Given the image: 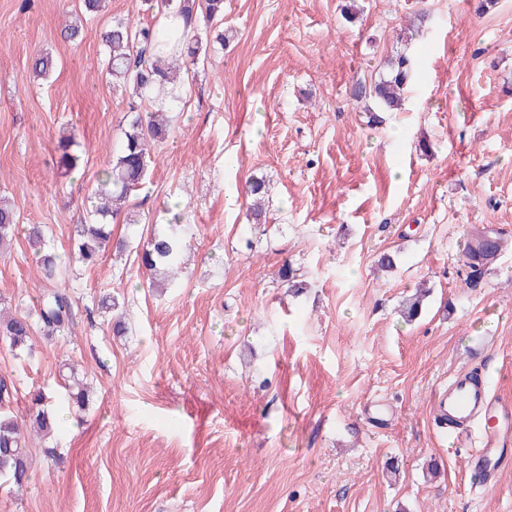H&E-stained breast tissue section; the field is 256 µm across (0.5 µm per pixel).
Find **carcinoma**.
<instances>
[{
    "label": "carcinoma",
    "mask_w": 512,
    "mask_h": 512,
    "mask_svg": "<svg viewBox=\"0 0 512 512\" xmlns=\"http://www.w3.org/2000/svg\"><path fill=\"white\" fill-rule=\"evenodd\" d=\"M164 10L178 14L185 22V31L179 37L157 32L156 26L134 28L118 21L105 32L104 42L108 51L109 74L117 87L129 88L137 100L130 102L134 112L124 141L112 156L96 192L95 214L98 220L79 226V238L75 254L86 265H95L104 256L112 243L110 219L121 213L122 205L139 187L149 173L152 144L165 139L169 131L167 111L158 105L153 111L138 112L139 100L153 94L160 97L170 90L177 74L187 62L195 61L208 52L209 33L213 25L224 16V0H163ZM174 41L180 46L178 53L166 58L154 54L156 43ZM55 67L53 58L40 54L34 58L31 72L45 76ZM414 62L408 55L400 53L388 62L387 72L374 83L375 98L388 109H398L410 90ZM72 135L63 132L57 141L58 167L62 174L69 175L80 166L81 155L74 150ZM267 194L266 181L253 177L246 183V196L254 199L253 219L261 223L263 212L261 200ZM180 213L161 228H153L143 239L136 256L139 265L152 275L151 285L170 288L177 279L184 252L190 246L188 225L182 223ZM19 212L15 204L0 198V249L9 247L18 232ZM29 248L37 256V269L43 280L55 282L59 275V256L47 244L43 225L30 224L25 230ZM73 307L68 291L57 286L43 291L35 315L0 316V339L11 350L22 353L32 350L31 338L34 327L46 336L71 329ZM10 390L0 381V478L23 489L28 480V457L22 443L18 420L6 410ZM59 400L84 406V395L74 386H68L65 394L56 397L44 392L33 394L27 417L29 422L48 434L56 431L59 418L48 410V405Z\"/></svg>",
    "instance_id": "carcinoma-1"
}]
</instances>
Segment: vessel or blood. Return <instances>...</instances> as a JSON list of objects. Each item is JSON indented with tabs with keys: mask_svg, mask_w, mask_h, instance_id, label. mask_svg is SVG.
<instances>
[{
	"mask_svg": "<svg viewBox=\"0 0 512 512\" xmlns=\"http://www.w3.org/2000/svg\"><path fill=\"white\" fill-rule=\"evenodd\" d=\"M434 411L452 420L458 437L472 439L470 465L479 471L482 488H495L500 454L512 447V402L496 397L487 384L462 372L439 392Z\"/></svg>",
	"mask_w": 512,
	"mask_h": 512,
	"instance_id": "obj_1",
	"label": "vessel or blood"
}]
</instances>
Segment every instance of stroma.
<instances>
[{"label": "stroma", "instance_id": "1", "mask_svg": "<svg viewBox=\"0 0 512 512\" xmlns=\"http://www.w3.org/2000/svg\"><path fill=\"white\" fill-rule=\"evenodd\" d=\"M477 3L224 0L228 43L167 99L169 135L129 198L140 224L112 226L138 240L181 201L191 249L176 286L152 291L132 253L93 267L70 253L130 121L102 34L155 10L107 0L72 41L81 0H0V197L46 225L74 313L71 331L34 332L31 353L0 344V379L20 419L69 374L90 388L52 439L26 432L30 479L0 480V512H512V453L478 493L469 447L430 417L462 371L512 400V0ZM400 52L411 91L370 124L355 92ZM40 53L57 67L33 80ZM64 131L83 159L67 176ZM254 176L261 225L243 194ZM488 227L498 259L474 280L467 243ZM36 270L24 237L0 252L1 308L37 306ZM421 285L423 312L404 321Z\"/></svg>", "mask_w": 512, "mask_h": 512}]
</instances>
